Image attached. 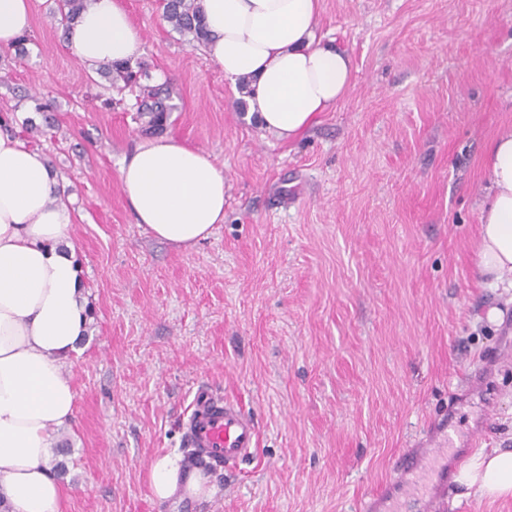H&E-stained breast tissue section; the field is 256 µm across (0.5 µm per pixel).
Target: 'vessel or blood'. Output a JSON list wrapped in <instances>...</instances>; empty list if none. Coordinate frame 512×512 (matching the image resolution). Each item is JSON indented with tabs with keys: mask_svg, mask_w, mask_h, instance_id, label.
Masks as SVG:
<instances>
[{
	"mask_svg": "<svg viewBox=\"0 0 512 512\" xmlns=\"http://www.w3.org/2000/svg\"><path fill=\"white\" fill-rule=\"evenodd\" d=\"M184 424L186 447L215 467L234 468L253 448L256 425L234 401L208 388H199ZM445 445L437 443L427 457L403 456L396 469L406 480L404 496L375 498L372 512H438L446 496L448 469L443 459Z\"/></svg>",
	"mask_w": 512,
	"mask_h": 512,
	"instance_id": "obj_1",
	"label": "vessel or blood"
}]
</instances>
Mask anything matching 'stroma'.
<instances>
[{
    "label": "stroma",
    "instance_id": "stroma-1",
    "mask_svg": "<svg viewBox=\"0 0 512 512\" xmlns=\"http://www.w3.org/2000/svg\"><path fill=\"white\" fill-rule=\"evenodd\" d=\"M124 4L137 64L176 88L167 134L224 169V222L191 248L136 224L118 173L145 136L135 93L69 53L57 0H34L25 55L0 49V117L71 197L91 309L63 365V512H361L440 431L467 457L512 448V303L476 269L484 148L512 130V0H322L317 34L353 81L289 142L240 111L162 0ZM201 387L253 417L256 445L210 471V500L158 503L149 464L182 452Z\"/></svg>",
    "mask_w": 512,
    "mask_h": 512
}]
</instances>
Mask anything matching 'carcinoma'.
<instances>
[{"instance_id":"carcinoma-1","label":"carcinoma","mask_w":512,"mask_h":512,"mask_svg":"<svg viewBox=\"0 0 512 512\" xmlns=\"http://www.w3.org/2000/svg\"><path fill=\"white\" fill-rule=\"evenodd\" d=\"M93 3L94 0H59L62 19L73 21ZM163 8L164 19L181 36L199 44L207 40L201 0H164ZM98 70L112 77L114 85L121 83L125 88L139 89L135 102L136 119L141 121L145 131L156 133L165 129L168 117L174 109L169 83L143 84L141 80L150 79L147 71L141 67L135 70L129 64L103 62L98 65Z\"/></svg>"}]
</instances>
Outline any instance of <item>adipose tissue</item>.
<instances>
[{
    "instance_id": "obj_1",
    "label": "adipose tissue",
    "mask_w": 512,
    "mask_h": 512,
    "mask_svg": "<svg viewBox=\"0 0 512 512\" xmlns=\"http://www.w3.org/2000/svg\"><path fill=\"white\" fill-rule=\"evenodd\" d=\"M33 0H0V48L31 24ZM205 51L228 82L248 78L260 128L292 140L336 106L353 78L350 54L316 36L321 0H202ZM87 65L134 60L142 39L122 0H95L67 31ZM491 185L479 208L476 266L493 288H512V131L484 152ZM119 180L138 224L190 248L224 221V170L171 136L140 140ZM71 200L45 156L0 131V503L9 512H61L55 430L75 416L61 371L84 336L88 299L69 237ZM477 496H512V450L482 448L454 477ZM148 481L158 502L209 499L214 489L176 453L157 456Z\"/></svg>"
}]
</instances>
